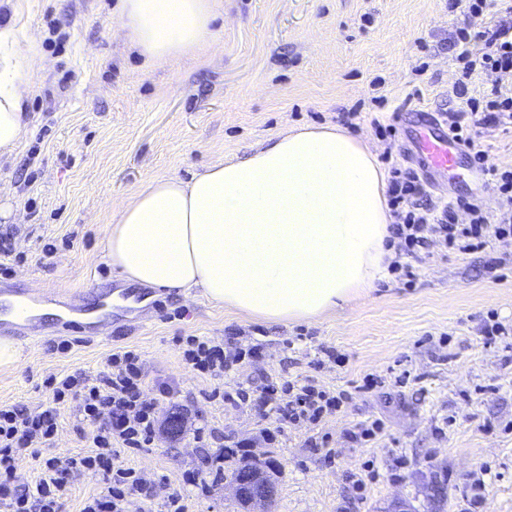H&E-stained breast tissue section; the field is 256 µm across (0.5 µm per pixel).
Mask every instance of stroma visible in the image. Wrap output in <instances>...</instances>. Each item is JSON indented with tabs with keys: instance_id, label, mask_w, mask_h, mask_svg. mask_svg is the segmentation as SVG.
Instances as JSON below:
<instances>
[{
	"instance_id": "35a3bbf8",
	"label": "stroma",
	"mask_w": 512,
	"mask_h": 512,
	"mask_svg": "<svg viewBox=\"0 0 512 512\" xmlns=\"http://www.w3.org/2000/svg\"><path fill=\"white\" fill-rule=\"evenodd\" d=\"M213 44L205 52L146 61L121 28L120 0H0V17L39 32L30 73L27 132L0 154V217L12 254L0 257V289L56 290L58 304L78 293L86 305L111 299L106 332L76 337L68 352L44 317L37 342H22L21 362L0 367V405L51 406V375H93L118 349H136L144 388L160 382L161 422L184 416L145 452L129 450L124 465L153 479L149 498L132 497L128 512H166L171 493L187 496L189 512H245L228 479L241 457L280 463L272 512H432L424 490L444 483L443 512H472L471 488L484 479L483 512H512V349L483 336L487 316L512 327V239H489L482 250L421 263L414 279L389 274L344 312L300 324H270L224 308L201 291L124 285L103 241L118 204L149 180L190 179L213 162L243 158L270 138L301 126L339 125L361 106L367 117L352 134L385 153L370 117L395 129V154L405 124L455 105L457 77L450 44L465 0H220ZM435 199L476 198L498 208L459 168L438 180ZM147 298L145 309L128 298ZM304 334L308 348L291 352ZM235 337L260 358L219 376L191 369L181 338ZM317 347L346 354L344 367L312 363ZM380 384L361 392L365 375ZM309 378L320 389L352 390L340 411L318 424H287L223 392L248 393L267 383ZM379 421L375 439L355 444L344 428ZM204 427L206 445L194 439ZM93 425L76 403L60 410L50 449L61 458L85 451ZM336 457L326 461L321 440Z\"/></svg>"
}]
</instances>
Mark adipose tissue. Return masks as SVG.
<instances>
[{
  "label": "adipose tissue",
  "instance_id": "1",
  "mask_svg": "<svg viewBox=\"0 0 512 512\" xmlns=\"http://www.w3.org/2000/svg\"><path fill=\"white\" fill-rule=\"evenodd\" d=\"M216 0H122L128 39L156 60L206 50ZM38 36L0 27V154L26 131ZM388 183L366 140L334 125L289 130L192 179L149 181L105 240L125 282L201 289L263 322L301 323L370 294L395 257Z\"/></svg>",
  "mask_w": 512,
  "mask_h": 512
}]
</instances>
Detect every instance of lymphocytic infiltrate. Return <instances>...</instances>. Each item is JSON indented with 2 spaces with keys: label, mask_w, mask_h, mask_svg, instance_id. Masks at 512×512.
Masks as SVG:
<instances>
[{
  "label": "lymphocytic infiltrate",
  "mask_w": 512,
  "mask_h": 512,
  "mask_svg": "<svg viewBox=\"0 0 512 512\" xmlns=\"http://www.w3.org/2000/svg\"><path fill=\"white\" fill-rule=\"evenodd\" d=\"M495 7L502 22L492 29L474 30L471 22L483 16L487 7ZM469 21L457 28L454 44L461 66L456 94L461 107L449 108L445 114L448 133L464 143L475 165L485 168L500 200V213L489 219L480 202L458 199L439 206L423 191L416 173L394 165L389 186V204L395 217L392 226L403 244V260L393 261L390 270L414 278V266L431 255L432 248L441 252H467L482 248L490 237L512 238V169L489 165L487 153L479 139L486 125H512V96L490 90L477 98L469 93L471 80L491 78L512 70V0H468ZM465 211L469 223L456 221L458 211ZM183 357L188 365L202 374H223L243 360V352L225 350L223 345L190 336ZM141 356L133 350L111 354L96 376L77 372L61 378L47 377L45 388L53 404L34 412L22 405L0 406V512H61L60 503L68 485L67 475L88 471L102 484L100 494L87 499L80 512H127L131 495L149 496L152 482L120 462L122 449H150L159 424L156 416L158 397L168 396L171 388L159 383L157 398L142 389ZM347 391L329 395L316 389L310 380L289 383L286 391L263 386L256 398L246 392L227 394V401L252 402L255 410L266 415L276 413L288 422H319L326 409L340 408ZM78 398L84 417L95 425L90 439L91 450L64 459L43 458L35 485L21 483L18 462L25 453H37L49 447L58 432L59 407Z\"/></svg>",
  "instance_id": "obj_1"
}]
</instances>
